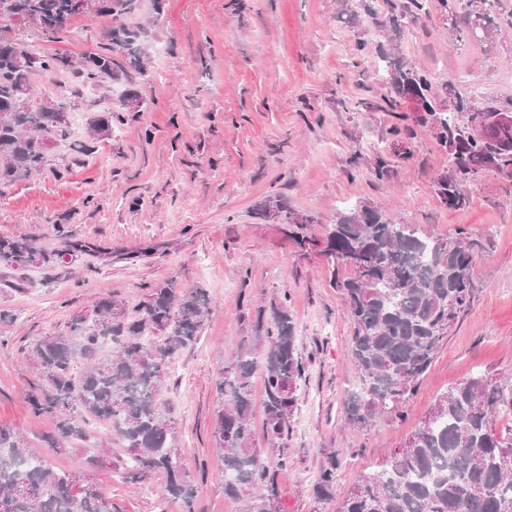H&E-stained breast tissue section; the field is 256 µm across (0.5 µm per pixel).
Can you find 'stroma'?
Segmentation results:
<instances>
[{
	"mask_svg": "<svg viewBox=\"0 0 512 512\" xmlns=\"http://www.w3.org/2000/svg\"><path fill=\"white\" fill-rule=\"evenodd\" d=\"M428 4L427 17L395 32L387 0H142L153 39L146 72L133 74L131 87L145 99L143 111L126 113L84 164L61 170L69 151L58 143L54 170L0 194V235L48 249L70 236L101 248L53 271L31 269L18 288L0 267V424L56 469H85L87 452L50 447L55 419L30 408L38 378L27 352L42 336L67 332L100 298L112 294L133 307L146 283L169 277L210 298L199 340L178 354L158 393L161 410L177 423L174 445L198 477L195 512H238L224 494V462L211 438L223 408L216 384L225 359L261 361L257 317L271 302L287 299L308 374L290 426L293 462L277 476L283 512H336L353 481L376 472L438 397L473 377L512 380V179L482 173L467 185L466 207L443 205L431 181L449 171L447 153L413 113L400 119L374 109L381 88L370 60L356 52L358 41H368L416 63L436 83L512 109V30L490 48H459L440 0ZM107 24L83 16L52 36L0 21V37L77 56L107 45ZM397 123L407 132L396 138ZM396 140L404 148L395 153ZM382 153L391 161L386 180L373 174ZM269 196L314 215L309 234L316 238L337 211L366 201L396 207L400 220L427 233L468 230L471 305L400 414L350 429L344 402L360 377L337 286L348 273L257 218L255 204ZM331 457L334 495L320 500L314 487ZM94 477L119 512H183L180 502L159 501L162 474L131 482L120 442Z\"/></svg>",
	"mask_w": 512,
	"mask_h": 512,
	"instance_id": "35a3bbf8",
	"label": "stroma"
}]
</instances>
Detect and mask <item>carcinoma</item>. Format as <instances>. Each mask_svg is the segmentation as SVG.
Returning <instances> with one entry per match:
<instances>
[{"instance_id": "carcinoma-1", "label": "carcinoma", "mask_w": 512, "mask_h": 512, "mask_svg": "<svg viewBox=\"0 0 512 512\" xmlns=\"http://www.w3.org/2000/svg\"><path fill=\"white\" fill-rule=\"evenodd\" d=\"M93 11L111 20L109 45L72 59L58 53L34 52L15 40L0 38V189L50 168V150L69 135L75 92L65 87L44 91L37 81L68 71L73 87L116 84L130 71L146 69L150 30L139 21L141 0H92ZM459 19L453 40L471 41L474 19L484 39L512 29V14L496 10L497 0H442ZM429 14L428 0H407L391 10L397 31L408 18ZM82 15L76 0H0V20L23 21L44 34H56ZM384 67L385 92L376 107L398 112L413 99L418 122L430 126L447 149L451 172L433 180V192L449 208L469 202L464 184L484 171L512 178V125H494L484 140L468 135L470 100L457 97L448 114L422 70L383 49L376 52ZM26 96L46 97L60 111L33 106L20 109ZM135 90L119 98L118 109L94 116L84 141L72 151H96L112 139V128L125 113L142 111ZM277 211L284 233L304 246L310 243L312 215L298 214L280 199L256 204L267 220ZM98 252L95 245L69 238L63 249L47 250L28 238L0 236V265L15 273L33 267L54 269L79 254ZM323 255L350 271L340 283L352 327L349 354L361 379L360 390L344 403L347 422L357 430L377 415L396 413L420 385L443 340L471 303L475 264L469 233L423 234L402 223L391 211L363 202L336 212L324 234ZM360 254L365 271L347 258ZM147 297L138 317H129L126 301L108 295L91 313L73 320L67 333L43 336L27 353L40 384L29 404L37 415L56 418L52 444L83 445L90 461L101 457L102 443L90 421L102 422L107 436L117 435L128 448L132 479L165 474L161 501L178 499L184 512H194L196 484L174 447V421L160 410L157 396L176 356L194 344L209 313L201 288H182L176 278L145 285ZM264 347L263 438L271 456L257 448L252 422L255 362L240 357L224 366L217 391L224 408L211 426L214 450L224 460V496L241 504L240 512H282L277 472L293 462L288 448L289 422L297 402L298 383L306 379L297 350L296 327L288 299L269 306L267 324L259 325ZM117 348L107 352V344ZM85 367L75 372L78 361ZM512 418V383L473 377L440 396L405 444L371 475L358 477L337 512H512V438L499 425ZM336 462L319 475L314 493L330 497ZM0 512H114L93 478L82 472L57 471L14 429L0 425Z\"/></svg>"}]
</instances>
